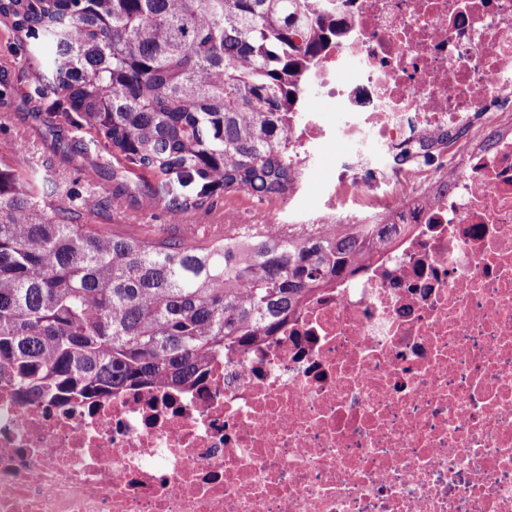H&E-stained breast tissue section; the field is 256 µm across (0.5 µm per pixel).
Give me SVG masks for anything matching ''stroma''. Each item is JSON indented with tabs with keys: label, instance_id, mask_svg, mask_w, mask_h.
Segmentation results:
<instances>
[{
	"label": "stroma",
	"instance_id": "obj_1",
	"mask_svg": "<svg viewBox=\"0 0 512 512\" xmlns=\"http://www.w3.org/2000/svg\"><path fill=\"white\" fill-rule=\"evenodd\" d=\"M22 33L13 29L10 18L0 16V65H5V79L12 85L9 97L0 101V155L15 159L24 174L48 180L77 197L98 195L101 207L86 215L93 225L116 223L118 215H140V224H154L166 234H179L180 225L170 223L165 211L150 207L144 195L114 198L112 151L104 142H92L84 131L66 124L58 114L53 94L44 93L32 80L40 68L39 58L31 55ZM23 144V154H15L16 144ZM96 171L95 181H88L87 171ZM262 204L239 194L214 198L191 216L195 224H231L241 212H257ZM131 225L135 234L139 226Z\"/></svg>",
	"mask_w": 512,
	"mask_h": 512
}]
</instances>
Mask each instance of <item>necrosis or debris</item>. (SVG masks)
<instances>
[{
    "label": "necrosis or debris",
    "instance_id": "obj_1",
    "mask_svg": "<svg viewBox=\"0 0 512 512\" xmlns=\"http://www.w3.org/2000/svg\"><path fill=\"white\" fill-rule=\"evenodd\" d=\"M307 223L395 224L200 383H0V512H512V0H318Z\"/></svg>",
    "mask_w": 512,
    "mask_h": 512
}]
</instances>
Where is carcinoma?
Returning a JSON list of instances; mask_svg holds the SVG:
<instances>
[{
    "label": "carcinoma",
    "instance_id": "obj_1",
    "mask_svg": "<svg viewBox=\"0 0 512 512\" xmlns=\"http://www.w3.org/2000/svg\"><path fill=\"white\" fill-rule=\"evenodd\" d=\"M316 0H0L48 50L36 82L112 148L116 195L148 172L150 204L187 217L214 196L260 201L300 183L288 124L333 21ZM77 204L0 157V380L23 398L177 389L276 335L395 224L195 242L80 223Z\"/></svg>",
    "mask_w": 512,
    "mask_h": 512
}]
</instances>
